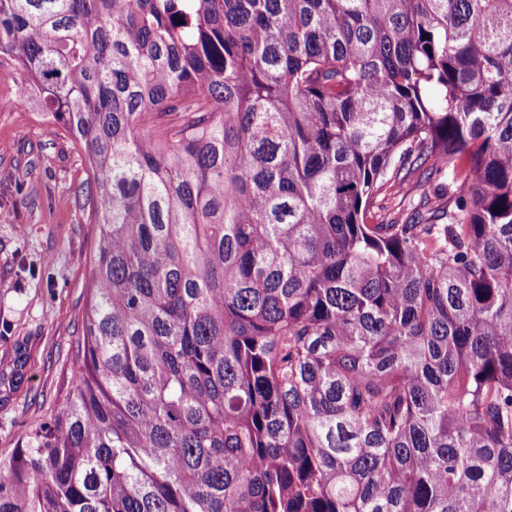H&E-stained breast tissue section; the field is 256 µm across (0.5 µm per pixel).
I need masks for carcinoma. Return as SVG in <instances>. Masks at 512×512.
<instances>
[{
    "label": "carcinoma",
    "mask_w": 512,
    "mask_h": 512,
    "mask_svg": "<svg viewBox=\"0 0 512 512\" xmlns=\"http://www.w3.org/2000/svg\"><path fill=\"white\" fill-rule=\"evenodd\" d=\"M2 56L97 247L0 512H512V0H0Z\"/></svg>",
    "instance_id": "cac0c4a2"
}]
</instances>
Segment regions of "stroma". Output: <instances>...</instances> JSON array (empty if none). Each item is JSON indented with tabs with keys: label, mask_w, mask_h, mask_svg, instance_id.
<instances>
[{
	"label": "stroma",
	"mask_w": 512,
	"mask_h": 512,
	"mask_svg": "<svg viewBox=\"0 0 512 512\" xmlns=\"http://www.w3.org/2000/svg\"><path fill=\"white\" fill-rule=\"evenodd\" d=\"M19 85L1 63L0 99L14 107L0 112V454L72 388L97 244L86 159Z\"/></svg>",
	"instance_id": "1"
}]
</instances>
